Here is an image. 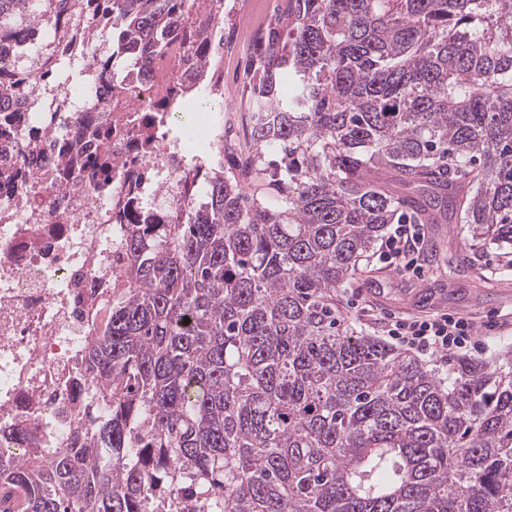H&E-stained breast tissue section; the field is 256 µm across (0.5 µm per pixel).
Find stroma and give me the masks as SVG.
<instances>
[{
	"label": "stroma",
	"instance_id": "stroma-1",
	"mask_svg": "<svg viewBox=\"0 0 512 512\" xmlns=\"http://www.w3.org/2000/svg\"><path fill=\"white\" fill-rule=\"evenodd\" d=\"M279 0H224V104L248 107L247 60L233 40L255 10L274 18ZM422 271L401 275L364 260L336 298V315L357 330L386 338L390 316L448 313L471 320L477 334L469 357L493 359L512 343V261L504 251L470 245L457 223L428 224L420 246Z\"/></svg>",
	"mask_w": 512,
	"mask_h": 512
}]
</instances>
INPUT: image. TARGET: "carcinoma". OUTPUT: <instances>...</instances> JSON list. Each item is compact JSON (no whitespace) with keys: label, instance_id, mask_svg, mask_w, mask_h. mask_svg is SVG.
I'll list each match as a JSON object with an SVG mask.
<instances>
[{"label":"carcinoma","instance_id":"cac0c4a2","mask_svg":"<svg viewBox=\"0 0 512 512\" xmlns=\"http://www.w3.org/2000/svg\"><path fill=\"white\" fill-rule=\"evenodd\" d=\"M193 0H0V44L36 19L112 91L166 54ZM112 25L113 49L100 46ZM159 108L188 130L224 88L218 46ZM52 57L0 99L53 92ZM250 109L279 113L235 172L189 160L169 206L128 199L119 297L81 366L89 407L67 448L0 450L12 512H512V345L442 375L336 318L390 224L460 217L512 245V0H282L254 45ZM75 125L106 177L112 127ZM281 152L279 163L265 152ZM391 173L404 192H390ZM190 322H184V318Z\"/></svg>","mask_w":512,"mask_h":512}]
</instances>
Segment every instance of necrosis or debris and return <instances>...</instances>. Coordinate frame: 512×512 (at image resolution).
Masks as SVG:
<instances>
[{
    "label": "necrosis or debris",
    "instance_id": "necrosis-or-debris-1",
    "mask_svg": "<svg viewBox=\"0 0 512 512\" xmlns=\"http://www.w3.org/2000/svg\"><path fill=\"white\" fill-rule=\"evenodd\" d=\"M60 46L58 31L43 23L31 41L0 49V58L34 73L44 52ZM183 70L172 51L136 74L146 131L135 130L136 112L122 98L113 99L111 112L93 115L112 125L108 150L115 163L129 162L138 139L151 136V148L139 157L146 171L137 183L140 206L167 201L182 154L214 159L221 134L245 138L275 119L271 112H215L190 139L175 137L172 112L156 103ZM45 105L44 91L36 90L20 114L22 127L42 132L36 147L0 139V430L25 427L34 434L30 447L64 448L71 427L58 409L91 401L80 356L122 272L127 227L119 204L127 183L101 182L83 162L58 153L59 141L72 140L79 151L83 140L72 114L50 123Z\"/></svg>",
    "mask_w": 512,
    "mask_h": 512
}]
</instances>
